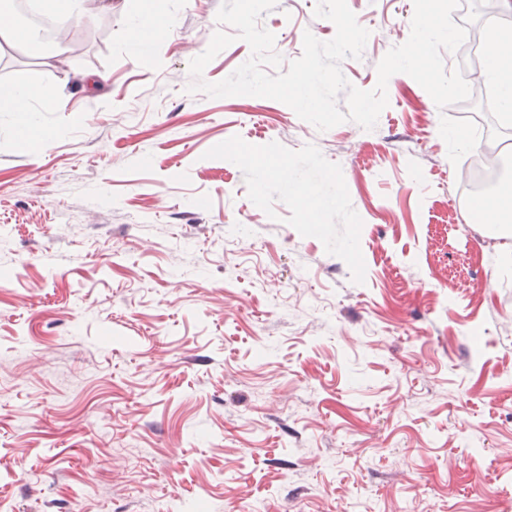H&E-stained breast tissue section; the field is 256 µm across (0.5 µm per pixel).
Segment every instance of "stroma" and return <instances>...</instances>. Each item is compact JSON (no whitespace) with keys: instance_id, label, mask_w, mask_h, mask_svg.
Segmentation results:
<instances>
[{"instance_id":"1","label":"stroma","mask_w":512,"mask_h":512,"mask_svg":"<svg viewBox=\"0 0 512 512\" xmlns=\"http://www.w3.org/2000/svg\"><path fill=\"white\" fill-rule=\"evenodd\" d=\"M221 2L0 41V89L55 92L46 139L0 112V512H512V229L456 175L512 120L404 73L370 131L188 94ZM347 3L370 90L413 0ZM316 4L263 15L284 61L334 37Z\"/></svg>"}]
</instances>
